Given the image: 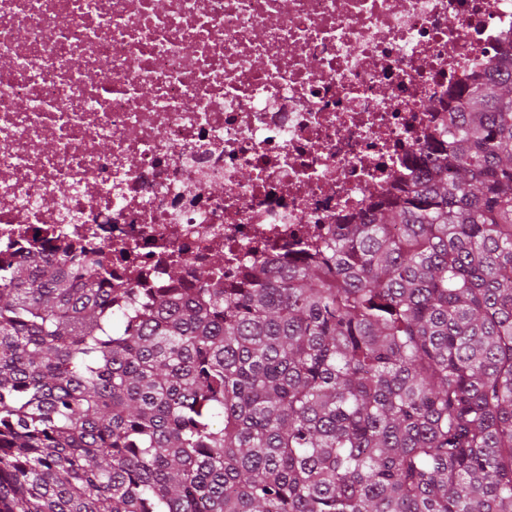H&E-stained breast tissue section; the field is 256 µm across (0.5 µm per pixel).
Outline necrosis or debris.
Instances as JSON below:
<instances>
[{
    "label": "necrosis or debris",
    "mask_w": 512,
    "mask_h": 512,
    "mask_svg": "<svg viewBox=\"0 0 512 512\" xmlns=\"http://www.w3.org/2000/svg\"><path fill=\"white\" fill-rule=\"evenodd\" d=\"M511 40L512 0H0V263L88 242L185 288L218 252L282 262L410 176Z\"/></svg>",
    "instance_id": "4bbe7bcc"
}]
</instances>
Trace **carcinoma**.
<instances>
[{
	"label": "carcinoma",
	"instance_id": "obj_1",
	"mask_svg": "<svg viewBox=\"0 0 512 512\" xmlns=\"http://www.w3.org/2000/svg\"><path fill=\"white\" fill-rule=\"evenodd\" d=\"M484 65L283 267L0 265V512H512V44Z\"/></svg>",
	"mask_w": 512,
	"mask_h": 512
}]
</instances>
